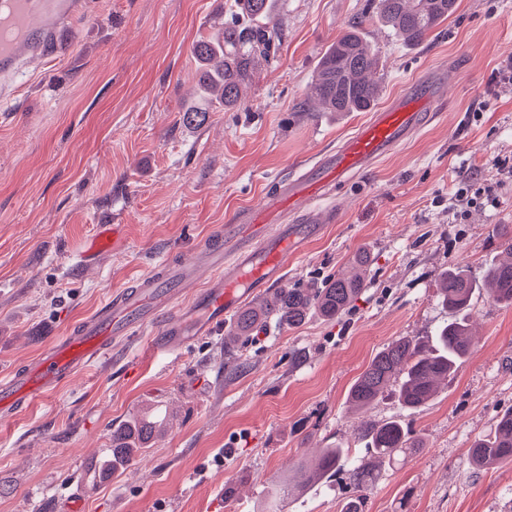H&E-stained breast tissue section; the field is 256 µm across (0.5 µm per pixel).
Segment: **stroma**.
I'll use <instances>...</instances> for the list:
<instances>
[{
	"mask_svg": "<svg viewBox=\"0 0 512 512\" xmlns=\"http://www.w3.org/2000/svg\"><path fill=\"white\" fill-rule=\"evenodd\" d=\"M378 0H280L284 36L237 111L198 127L183 108L196 84L192 43L238 14L236 0H89L69 51L0 97V374L22 367L103 302L196 248L300 165L368 118L326 112L310 96L323 52L349 24L379 51V105L425 71L455 75L441 112L408 144L336 185L317 209L336 223L310 235L280 278L313 288L369 260L370 290L341 320L268 318L249 337L229 328L179 350L133 336L53 393L0 417V512H67L77 482L141 411L164 431L83 495L82 512H339L351 495L328 480L286 496L281 480L321 449L363 457L370 421L396 419L424 447L382 466L365 512H512V464L472 468L475 438L512 409V307L472 300L471 355L436 397L404 408L387 392L368 411L351 385L378 351L431 341L448 319L438 284L461 268L477 284L512 236V90L492 73L512 56V0H457L419 46L378 17ZM496 206L465 219L448 208L462 173ZM123 239L88 264L97 225ZM232 486L233 496L222 495Z\"/></svg>",
	"mask_w": 512,
	"mask_h": 512,
	"instance_id": "stroma-1",
	"label": "stroma"
}]
</instances>
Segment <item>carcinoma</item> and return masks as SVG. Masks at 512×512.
Wrapping results in <instances>:
<instances>
[{
  "mask_svg": "<svg viewBox=\"0 0 512 512\" xmlns=\"http://www.w3.org/2000/svg\"><path fill=\"white\" fill-rule=\"evenodd\" d=\"M249 21L230 20L220 32L200 39L192 46L197 62V93L183 109V120L199 126L216 108L232 110L241 105L242 88L248 85L259 59H268L282 39L281 28L271 23L273 0H240ZM457 0H378L381 20L405 43L418 45L456 10ZM348 25L322 55L312 90L330 112H366L374 104L379 84L369 78L377 64L378 52ZM506 259L487 271L489 295L497 303L512 304V238L505 242ZM369 288L359 273L331 277L320 288H279L272 298L242 308L236 317L234 337L249 336L265 318L274 316L290 326L301 324L312 311L329 321L341 318ZM474 288L458 269L442 277V303L450 314L471 306ZM465 325L454 318L442 326L434 344L426 346L413 338H399L372 359L350 388V400L369 406L389 389L407 408H418L436 393L440 381L454 372L458 361L471 352ZM158 421L144 414L133 423L112 431V460L104 472L117 471L140 451L157 431ZM374 457L391 466L420 444L397 421L371 423L359 434ZM470 463L483 468L498 462H512V409L496 420L492 434L479 438L468 449ZM375 468L348 455L342 448H325L319 459L301 465L283 487L307 486L338 474L353 489L340 512H364Z\"/></svg>",
  "mask_w": 512,
  "mask_h": 512,
  "instance_id": "carcinoma-1",
  "label": "carcinoma"
}]
</instances>
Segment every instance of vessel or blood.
Returning a JSON list of instances; mask_svg holds the SVG:
<instances>
[{
    "mask_svg": "<svg viewBox=\"0 0 512 512\" xmlns=\"http://www.w3.org/2000/svg\"><path fill=\"white\" fill-rule=\"evenodd\" d=\"M87 7V0H0V23L8 20L24 31L18 39L0 40V85L10 86L31 62L67 50L72 25ZM436 89L435 77H422L413 89L373 113L335 151L280 181L234 223L222 227L197 249L196 265H160L125 290L111 294L94 314L42 348L21 369L0 375V414L16 413L47 396L105 357L113 341L139 335L148 326L159 325L164 348H182L184 322L170 315L169 309L188 289L197 291L195 304L206 315L205 332H216L247 296L267 290L281 278L289 256L308 237L304 219L308 204L323 200L336 183L360 173L408 140L427 121ZM118 234V225H101L99 234L82 251V259L91 260L95 253L110 248ZM199 265L211 271L202 288L195 271Z\"/></svg>",
    "mask_w": 512,
    "mask_h": 512,
    "instance_id": "obj_1",
    "label": "vessel or blood"
}]
</instances>
